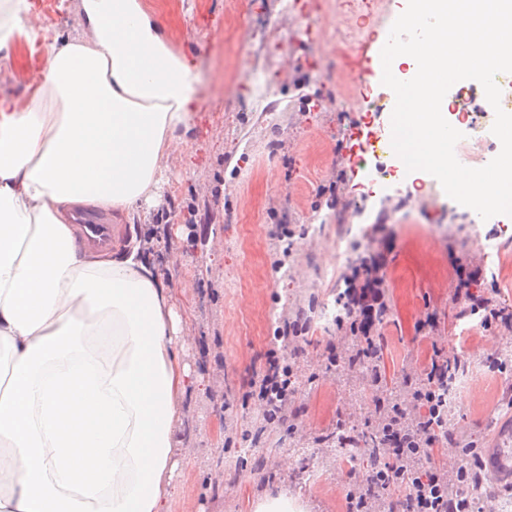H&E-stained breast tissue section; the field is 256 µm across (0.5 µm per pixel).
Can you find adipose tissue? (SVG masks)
<instances>
[{
	"label": "adipose tissue",
	"mask_w": 512,
	"mask_h": 512,
	"mask_svg": "<svg viewBox=\"0 0 512 512\" xmlns=\"http://www.w3.org/2000/svg\"><path fill=\"white\" fill-rule=\"evenodd\" d=\"M26 106L0 107V512H170L189 384L168 289L81 252L68 215L132 213L198 75L139 0H82Z\"/></svg>",
	"instance_id": "1"
}]
</instances>
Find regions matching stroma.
<instances>
[{"label":"stroma","instance_id":"obj_1","mask_svg":"<svg viewBox=\"0 0 512 512\" xmlns=\"http://www.w3.org/2000/svg\"><path fill=\"white\" fill-rule=\"evenodd\" d=\"M330 0H299L311 35L286 31L284 57L272 74L269 109L256 111L245 72L254 49L247 29L280 23L278 0H141L175 54L199 75L189 132H175L162 161L165 176L137 212L116 221L114 255L162 221L166 237L150 259L168 288L185 343L178 353L192 382L173 427L183 453L174 473L171 512H253L267 496L286 493L302 512H347L346 489L366 465L336 445V425L365 426L372 416L355 377L327 370L334 325L311 328L293 358L302 412L297 431L260 430L255 406H243L245 384L264 362L275 323L309 300L333 303L347 261L336 254V225L383 220L394 232L385 292L391 317L381 332L387 371L419 367L431 341L417 334L425 308L439 313L442 342L461 347L477 369L454 410V426L490 437L512 417L504 382L485 358L512 349V337L454 319L450 257L480 264L474 238H512V217L450 216L437 179L401 173L395 189L369 194L357 157L384 116L330 109L340 91L324 73L336 57ZM38 38L15 33L0 68V99L25 106L46 65L52 38L82 35L80 0H30ZM337 183V193L327 192ZM323 222L321 233L312 226ZM294 233L290 254L269 237L278 225ZM232 447H225V439Z\"/></svg>","mask_w":512,"mask_h":512}]
</instances>
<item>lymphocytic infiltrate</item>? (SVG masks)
<instances>
[{
    "instance_id": "f902f5d3",
    "label": "lymphocytic infiltrate",
    "mask_w": 512,
    "mask_h": 512,
    "mask_svg": "<svg viewBox=\"0 0 512 512\" xmlns=\"http://www.w3.org/2000/svg\"><path fill=\"white\" fill-rule=\"evenodd\" d=\"M369 236L372 249L350 262L342 274L341 303L348 318L338 323L337 339L326 344L329 365L352 372L383 341L378 315L387 305L383 283L394 234L389 225L374 224ZM453 269L454 300L464 306L465 318L511 335L512 306L495 303L489 293L476 290L487 279L485 267L468 272L457 263ZM308 330L305 310L280 316L265 363L246 384L242 399L258 403L263 424L290 427L301 413L293 368L285 356L299 353ZM462 360L457 348L433 346L419 374H403L400 403L373 398L381 446L370 451L364 480L349 484L348 512H475L465 489L482 465L481 449L464 443L456 429L438 419L439 407L447 403L448 373ZM442 446L448 447L452 464L433 461V451Z\"/></svg>"
}]
</instances>
